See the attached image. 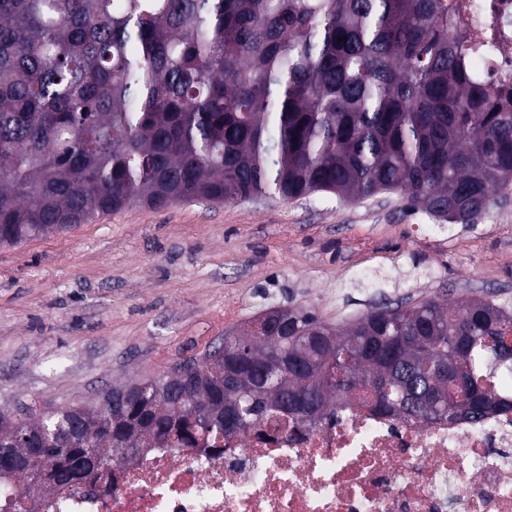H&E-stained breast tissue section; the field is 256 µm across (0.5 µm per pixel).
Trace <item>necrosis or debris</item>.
I'll return each mask as SVG.
<instances>
[{"mask_svg":"<svg viewBox=\"0 0 512 512\" xmlns=\"http://www.w3.org/2000/svg\"><path fill=\"white\" fill-rule=\"evenodd\" d=\"M484 75L512 73V0H453ZM33 512H512V410L413 424L349 403L310 426L152 448Z\"/></svg>","mask_w":512,"mask_h":512,"instance_id":"1","label":"necrosis or debris"}]
</instances>
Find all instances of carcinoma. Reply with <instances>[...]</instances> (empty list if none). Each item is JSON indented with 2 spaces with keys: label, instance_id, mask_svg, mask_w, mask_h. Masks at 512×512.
I'll return each mask as SVG.
<instances>
[{
  "label": "carcinoma",
  "instance_id": "carcinoma-1",
  "mask_svg": "<svg viewBox=\"0 0 512 512\" xmlns=\"http://www.w3.org/2000/svg\"><path fill=\"white\" fill-rule=\"evenodd\" d=\"M448 0H0V244L184 199L399 192L468 224L512 195V79L480 78ZM512 311L488 299L381 303L345 325L288 307L274 335L97 400L0 411V483L29 496L106 477L122 449L197 444L370 397L416 424L512 410ZM320 338L306 372L259 356ZM245 378L224 386V362ZM461 376L474 404L448 401Z\"/></svg>",
  "mask_w": 512,
  "mask_h": 512
}]
</instances>
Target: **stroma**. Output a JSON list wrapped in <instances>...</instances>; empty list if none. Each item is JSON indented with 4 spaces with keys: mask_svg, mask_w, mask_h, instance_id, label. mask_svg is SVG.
I'll return each mask as SVG.
<instances>
[{
    "mask_svg": "<svg viewBox=\"0 0 512 512\" xmlns=\"http://www.w3.org/2000/svg\"><path fill=\"white\" fill-rule=\"evenodd\" d=\"M401 194L138 204L0 245V408L88 402L198 357L272 306L344 324L381 301L512 309V199L468 224Z\"/></svg>",
    "mask_w": 512,
    "mask_h": 512,
    "instance_id": "1",
    "label": "stroma"
}]
</instances>
